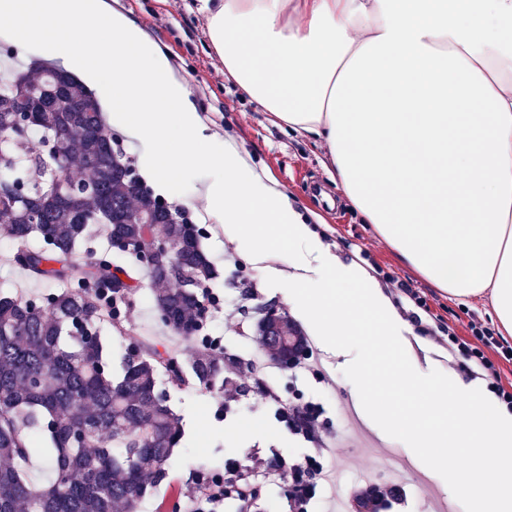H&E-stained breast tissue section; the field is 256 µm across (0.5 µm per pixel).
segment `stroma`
<instances>
[{
    "instance_id": "35a3bbf8",
    "label": "stroma",
    "mask_w": 512,
    "mask_h": 512,
    "mask_svg": "<svg viewBox=\"0 0 512 512\" xmlns=\"http://www.w3.org/2000/svg\"><path fill=\"white\" fill-rule=\"evenodd\" d=\"M107 3L169 56L175 73L187 79L190 100L209 133L230 142L256 172L287 189L293 205L337 262L359 265L387 297L397 282L410 283L424 293L433 317L446 324L462 329L474 320L494 327L488 308L465 298H448L432 288L400 260L372 225L363 222L332 183L323 144L276 125L270 113L261 110L225 76L223 64L209 50L207 19L198 9V0ZM200 187L199 175L187 176L179 188L177 206L182 217L203 228L200 246L217 270L210 287L218 301L210 305L202 333L220 339L224 356L244 361L261 350L256 335L258 307L267 303L286 307V288L294 271L273 260L250 261L245 247L226 238L221 225L209 217ZM11 252V241L0 236V291L37 300L55 290V283L34 279L14 264ZM153 288L147 270L138 269L119 327H102L104 357L112 368H120L123 358L147 339L162 348L178 343V360L185 363L191 359L196 341L174 339L154 308ZM234 321L243 324L244 336L231 332ZM402 342L413 366L426 371L437 369L460 379V372L448 362L447 350L422 337L411 321L403 323ZM312 349L319 355L326 377L336 378L335 390H328L325 380L315 379L312 374L278 367L269 375L278 395L274 402L261 396L251 384L244 385L228 401L215 390H176L167 380H160V390L166 391L171 409L181 419L182 437L171 457V485L151 488L140 512H176L177 503L199 477L220 476L226 465L255 467L263 460L291 461L312 454L311 443L291 433L280 421L279 405L318 403L328 431L337 432L344 424V407L354 401L353 384L343 373L344 356L328 352L318 342ZM246 423L251 424V431H243ZM429 480L432 494L407 487L391 512H436L439 502L455 504L454 495L449 494L437 474H430Z\"/></svg>"
}]
</instances>
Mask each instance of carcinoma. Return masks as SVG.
<instances>
[{"instance_id":"cac0c4a2","label":"carcinoma","mask_w":512,"mask_h":512,"mask_svg":"<svg viewBox=\"0 0 512 512\" xmlns=\"http://www.w3.org/2000/svg\"><path fill=\"white\" fill-rule=\"evenodd\" d=\"M0 128L14 113L35 111L30 133H64L61 154L27 151L30 137L0 139V184L16 195L0 198V231L16 244L13 261L32 277L64 288L38 301L0 293V512H139L148 486L169 477L180 419L158 389L159 369L172 359L146 343L123 360L114 379L103 360L97 323L112 317L109 300L131 291L111 258L91 261L89 272L74 262L89 225L104 220L108 238L145 262L146 232L174 236L182 246L192 287L183 288L154 270L155 305L175 335L194 339L201 331L203 288L215 270L202 251L203 229L144 187L112 148L96 95L76 77L45 66L4 83ZM77 167V180L66 171ZM148 217L144 225L140 218ZM34 236L38 247L29 245ZM268 357L280 361L287 348L307 352L304 332L281 315L259 336ZM208 341L169 375L172 384L224 389V361ZM84 431L72 444L70 435ZM38 456L51 473L34 485L25 462Z\"/></svg>"}]
</instances>
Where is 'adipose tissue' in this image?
I'll use <instances>...</instances> for the list:
<instances>
[{
	"label": "adipose tissue",
	"mask_w": 512,
	"mask_h": 512,
	"mask_svg": "<svg viewBox=\"0 0 512 512\" xmlns=\"http://www.w3.org/2000/svg\"><path fill=\"white\" fill-rule=\"evenodd\" d=\"M212 50L277 125L324 143L338 190L449 297L485 298L512 337V0H199ZM10 36L105 92L145 176L200 193L253 260L294 268L286 298L333 350L385 367L401 324L354 264L336 265L288 191L209 134L167 56L104 0H0Z\"/></svg>",
	"instance_id": "obj_1"
}]
</instances>
